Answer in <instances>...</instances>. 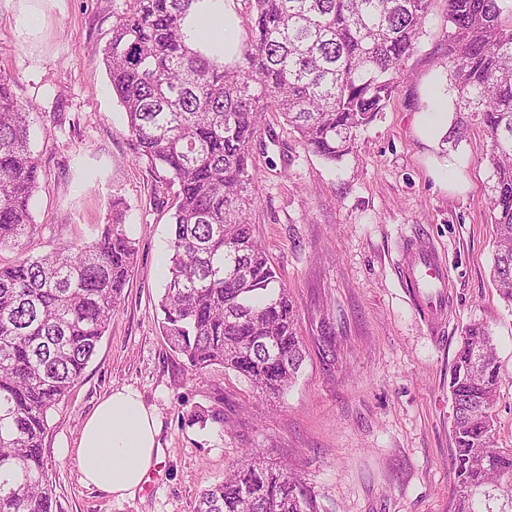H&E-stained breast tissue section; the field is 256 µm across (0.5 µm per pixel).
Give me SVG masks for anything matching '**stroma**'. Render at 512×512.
Masks as SVG:
<instances>
[{
	"mask_svg": "<svg viewBox=\"0 0 512 512\" xmlns=\"http://www.w3.org/2000/svg\"><path fill=\"white\" fill-rule=\"evenodd\" d=\"M446 12V0H430L408 80L343 161L326 164L275 112L253 144L249 218L296 303L306 350L288 391L261 400L223 367L194 376L160 332L172 191L125 135L123 109L92 55L111 36L112 0H47L26 43L10 9L0 10V71L40 115L31 134L42 170L37 229L26 255L90 240L116 204L138 248L108 331L48 417L54 512H194L244 448L291 464L317 512H451L448 381L474 320L488 323L496 347L495 442L512 448V308L490 277L481 162L489 140L475 126L450 151L423 131L428 113L452 105ZM412 249L436 250L447 266L443 330L429 325L403 276ZM123 387L156 409L162 453L142 491L118 500L83 486L68 450L101 399ZM197 411L210 413L206 425L190 424Z\"/></svg>",
	"mask_w": 512,
	"mask_h": 512,
	"instance_id": "1",
	"label": "stroma"
}]
</instances>
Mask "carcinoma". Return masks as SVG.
Listing matches in <instances>:
<instances>
[{
  "mask_svg": "<svg viewBox=\"0 0 512 512\" xmlns=\"http://www.w3.org/2000/svg\"><path fill=\"white\" fill-rule=\"evenodd\" d=\"M198 0H112L102 49L125 132L175 188L167 283L159 327L192 374L221 366L256 397L283 393L304 354L295 305L254 235L248 215L256 169L251 146L267 112L335 163L406 79L429 0H251L240 58L220 62L190 40ZM444 41L455 119L446 141L473 125L490 148L487 223L495 225L491 274L512 307V0H447ZM0 72V512H53L44 456L48 412L82 378L118 311L137 257L122 210L96 238L39 257L22 252L36 223L39 115ZM277 353L274 361L263 345ZM500 381L492 333L463 330L448 384L453 512H512V448L495 445ZM195 512H316L288 465L243 448Z\"/></svg>",
  "mask_w": 512,
  "mask_h": 512,
  "instance_id": "obj_1",
  "label": "carcinoma"
}]
</instances>
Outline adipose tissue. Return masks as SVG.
I'll return each instance as SVG.
<instances>
[{"mask_svg":"<svg viewBox=\"0 0 512 512\" xmlns=\"http://www.w3.org/2000/svg\"><path fill=\"white\" fill-rule=\"evenodd\" d=\"M198 14L212 33L205 49L226 60L238 47L224 0H199ZM160 422L140 394L130 388L112 392L85 420L72 449L81 481L119 500L131 499L159 459Z\"/></svg>","mask_w":512,"mask_h":512,"instance_id":"adipose-tissue-1","label":"adipose tissue"}]
</instances>
